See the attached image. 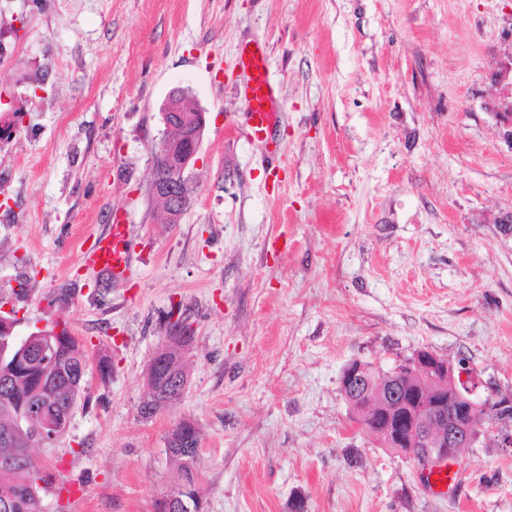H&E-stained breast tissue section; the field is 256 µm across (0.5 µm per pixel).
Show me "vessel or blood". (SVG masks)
<instances>
[{"label":"vessel or blood","instance_id":"obj_1","mask_svg":"<svg viewBox=\"0 0 512 512\" xmlns=\"http://www.w3.org/2000/svg\"><path fill=\"white\" fill-rule=\"evenodd\" d=\"M237 65L243 74L239 95L245 107V134L251 141L271 144L277 112L263 47L249 41L242 43L237 53ZM80 260L113 281L130 279L133 271L130 225L118 221L108 224L94 244L81 252ZM460 478V473L440 464L425 473L423 484L429 490L440 486L448 489L459 484Z\"/></svg>","mask_w":512,"mask_h":512}]
</instances>
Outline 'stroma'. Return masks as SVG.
Masks as SVG:
<instances>
[{
  "mask_svg": "<svg viewBox=\"0 0 512 512\" xmlns=\"http://www.w3.org/2000/svg\"><path fill=\"white\" fill-rule=\"evenodd\" d=\"M0 35V309L16 336L60 321L111 364L34 451L44 512H153L181 420L204 512H512L500 426L434 494L353 426L339 380L426 348L464 362L477 398L512 396V0H0ZM245 41L278 96L268 147L238 131ZM176 87L208 122L169 224L149 184ZM116 217L123 283L80 261ZM174 308L189 387L145 419Z\"/></svg>",
  "mask_w": 512,
  "mask_h": 512,
  "instance_id": "stroma-1",
  "label": "stroma"
}]
</instances>
